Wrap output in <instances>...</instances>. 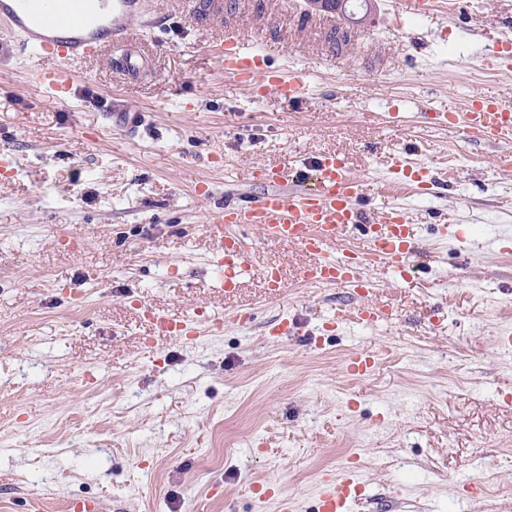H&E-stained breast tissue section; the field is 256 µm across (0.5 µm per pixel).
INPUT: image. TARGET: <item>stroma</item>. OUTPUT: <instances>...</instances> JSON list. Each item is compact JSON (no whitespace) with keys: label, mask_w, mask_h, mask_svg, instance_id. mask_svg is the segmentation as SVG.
<instances>
[{"label":"stroma","mask_w":512,"mask_h":512,"mask_svg":"<svg viewBox=\"0 0 512 512\" xmlns=\"http://www.w3.org/2000/svg\"><path fill=\"white\" fill-rule=\"evenodd\" d=\"M236 0L223 27L201 33L180 0H155L164 30L139 32L150 63L138 79L108 56L72 62L74 91L55 98L39 62L0 58V512H45L103 500L106 512H275L273 484L315 512L320 474L356 465L365 496L352 512H512V172L492 146L435 125L473 100L512 102V71L488 68L482 46L512 34V0H451L416 17L407 39L394 0H375L340 56L323 29L299 27L304 0ZM235 32L285 48L269 70L308 74L299 100L247 89L207 50ZM113 110L145 111L135 136ZM344 156L367 185L358 206L406 210L416 251L410 281L373 265L369 301L384 321L329 331L360 296L302 285L308 261L255 230L234 296L214 288L206 230L225 198L266 191L274 161L310 173ZM399 156L428 168L429 189L399 187ZM285 292L268 295L266 267ZM170 319H223L224 332L151 347L142 307ZM246 309L252 322L237 324ZM293 321L277 340L270 322ZM372 353L365 376L354 352ZM491 477L487 492L469 483Z\"/></svg>","instance_id":"1"}]
</instances>
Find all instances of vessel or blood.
Masks as SVG:
<instances>
[{
  "label": "vessel or blood",
  "instance_id": "obj_1",
  "mask_svg": "<svg viewBox=\"0 0 512 512\" xmlns=\"http://www.w3.org/2000/svg\"><path fill=\"white\" fill-rule=\"evenodd\" d=\"M235 7L234 0H187L188 16L200 30L223 22L225 14ZM0 21L7 22L17 35L19 55L49 61V68L39 74V82L55 97L64 98L72 90L63 77L61 64L65 61L92 59L108 51L117 71L138 78L149 61L134 41L135 29L163 26L166 17L149 0H0ZM213 52L225 75L240 85H259L288 100L307 91L304 71L289 75L269 71L266 51L241 43L235 35H226L224 44L214 46ZM434 118L438 126L461 124L467 132L493 144L512 142V105L495 97L474 100L467 112L448 110L435 113ZM315 172L313 186L301 187L292 161L275 162L260 173L270 183V190L252 199H227L222 208L213 211L209 231L217 238V266L225 294L236 292L249 259L246 242L227 232L234 225L259 229L265 240L275 244L309 251L313 260L302 278L311 285L365 288V267L370 263L386 266L400 280L408 279L414 251L407 232L410 215L394 207L372 215L359 209L364 184L349 176L345 161L336 154L321 156ZM356 224L367 227L362 251L346 252L335 259L325 256L326 247ZM385 315L383 307L364 301L349 309H337L333 322L340 326L353 317L371 324ZM144 317L158 339L190 336L197 331L194 322L172 321L149 308ZM362 493L357 468L323 473L316 512H350Z\"/></svg>",
  "mask_w": 512,
  "mask_h": 512
}]
</instances>
